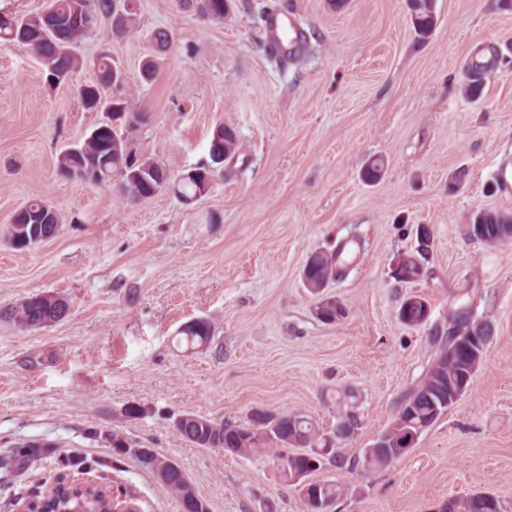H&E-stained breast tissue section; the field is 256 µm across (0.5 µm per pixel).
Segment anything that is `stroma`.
I'll return each mask as SVG.
<instances>
[{"instance_id":"35a3bbf8","label":"stroma","mask_w":512,"mask_h":512,"mask_svg":"<svg viewBox=\"0 0 512 512\" xmlns=\"http://www.w3.org/2000/svg\"><path fill=\"white\" fill-rule=\"evenodd\" d=\"M216 21L178 0H137L134 28L76 49L80 67L49 82L28 47L0 42V308L61 295L60 322L25 330L0 320V453L27 458L0 469V512H19L54 476L103 482L139 512H181L134 451L174 461L209 512H303L297 487L260 453L198 448L174 429L193 415L244 422L253 411L299 412L333 427L352 397L360 425L341 466L316 472L344 493L334 512H438L467 493L512 512V244L468 237L480 210L512 213L495 176L512 153V0H434L436 26L419 40L406 0H233ZM273 12L295 15L307 42L293 64L267 55ZM174 37L153 81L141 65L153 31ZM123 68L137 123L130 146L180 178L211 162L217 125L239 148L216 166L208 191L183 202L171 189L131 199L113 184L63 175L65 149L104 118L78 89L91 60ZM488 60L480 99L462 88L472 59ZM383 160L367 183V160ZM41 199L55 237L14 248L7 228ZM429 229L427 273L398 282L393 261ZM346 242L344 275L307 288L313 252ZM479 294L472 319L492 327L468 389L391 464L364 454L427 371L431 334L451 307ZM338 300L342 320L315 314ZM424 298L426 324L404 325L402 302ZM207 320V345L180 332ZM140 408L138 418L125 407Z\"/></svg>"}]
</instances>
